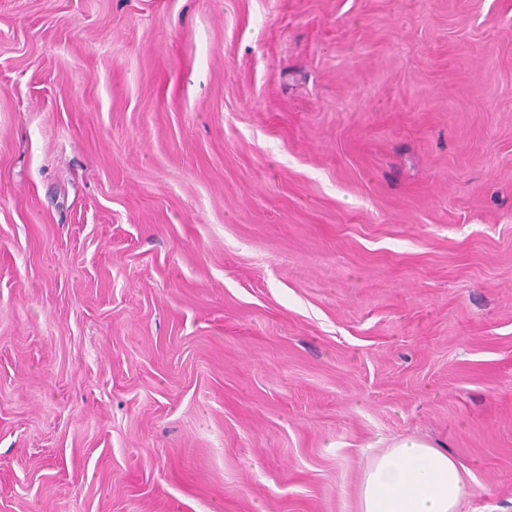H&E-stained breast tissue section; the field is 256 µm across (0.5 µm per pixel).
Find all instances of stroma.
Masks as SVG:
<instances>
[{"label": "stroma", "instance_id": "35a3bbf8", "mask_svg": "<svg viewBox=\"0 0 512 512\" xmlns=\"http://www.w3.org/2000/svg\"><path fill=\"white\" fill-rule=\"evenodd\" d=\"M402 436L512 512V0H0V512H357Z\"/></svg>", "mask_w": 512, "mask_h": 512}]
</instances>
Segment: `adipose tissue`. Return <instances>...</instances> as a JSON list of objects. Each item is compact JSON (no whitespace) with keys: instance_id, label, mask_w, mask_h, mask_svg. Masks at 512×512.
Listing matches in <instances>:
<instances>
[{"instance_id":"obj_1","label":"adipose tissue","mask_w":512,"mask_h":512,"mask_svg":"<svg viewBox=\"0 0 512 512\" xmlns=\"http://www.w3.org/2000/svg\"><path fill=\"white\" fill-rule=\"evenodd\" d=\"M466 487L457 462L403 437L374 456L358 486V512H460Z\"/></svg>"}]
</instances>
